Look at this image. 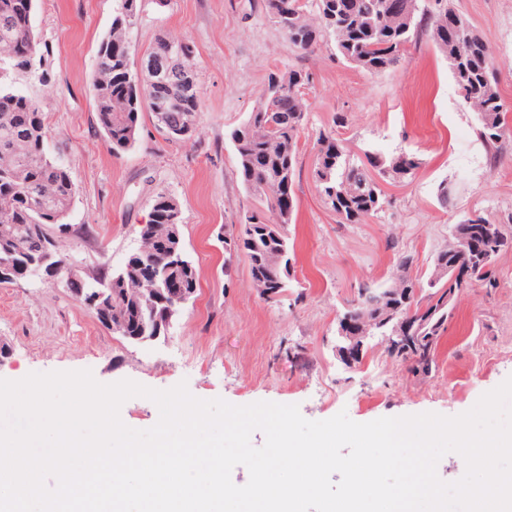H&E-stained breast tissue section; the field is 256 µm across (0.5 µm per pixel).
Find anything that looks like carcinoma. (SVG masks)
Returning <instances> with one entry per match:
<instances>
[{
    "label": "carcinoma",
    "instance_id": "obj_1",
    "mask_svg": "<svg viewBox=\"0 0 512 512\" xmlns=\"http://www.w3.org/2000/svg\"><path fill=\"white\" fill-rule=\"evenodd\" d=\"M19 0H0V57L8 59V68L0 67V78L7 69L35 70L38 40L31 25L35 0H27L30 10L22 12ZM112 26L97 51V70L92 90L98 121L112 152L126 150L136 141L142 109H147L157 128L171 141H189L177 132L187 121L199 122L200 90L198 82L185 89L179 80L182 66L195 67L165 58L168 49H176L183 40L162 33L143 61L170 69L171 77L156 86H139L133 79L130 30L137 11L128 3L114 0ZM392 0H262L265 16L287 37L294 49L306 55L319 43L331 41L346 62L373 76L391 71L408 46L428 38L436 30H449L452 37L435 46L448 58L460 95L476 114L477 137L494 160L507 138L512 136L508 112L497 78L499 64L489 44L468 18L448 7V0H434L432 10L420 6L421 0H399L402 7H389ZM311 75L303 69L272 71L267 76L257 105L247 119L227 132L233 142L237 171L244 186L260 195L263 209L247 211L239 219L243 234L235 251L244 253L252 281L262 297L278 300L289 288L284 274L293 260L287 226L296 208L295 171L299 137L309 110L306 92ZM47 132L39 107L27 96L0 87V263L17 267L57 252L65 241L58 225L64 223L75 198V185L67 167L49 157ZM422 165L413 154L399 153L383 157L367 151L356 160L331 133L316 140L313 177L324 205L342 224H363L387 201L380 181L410 179ZM475 248L498 255L512 247V231H503L494 242L474 232ZM184 249L181 217L177 202L161 191L153 200L148 223L139 229L138 256L147 268L136 275V257L129 256L116 275L96 277L87 282L107 292L104 301L93 306L99 321L114 333L127 324L144 326L143 338L157 335L158 322L165 312L175 313L179 304H171L162 288L170 272L168 253L159 247ZM414 256L401 254L391 282L392 292L405 297L397 312L413 324L408 343L396 347L384 340L393 335L396 320L378 324L379 288L365 284L348 312L354 320L369 326V332L381 336L385 350L396 362L406 364L417 375L429 376L436 368V351L455 302L472 282L494 286L491 267L473 254L457 250L456 241L448 242L433 258V266H459L468 270L464 280L430 273L427 279L411 276Z\"/></svg>",
    "mask_w": 512,
    "mask_h": 512
}]
</instances>
